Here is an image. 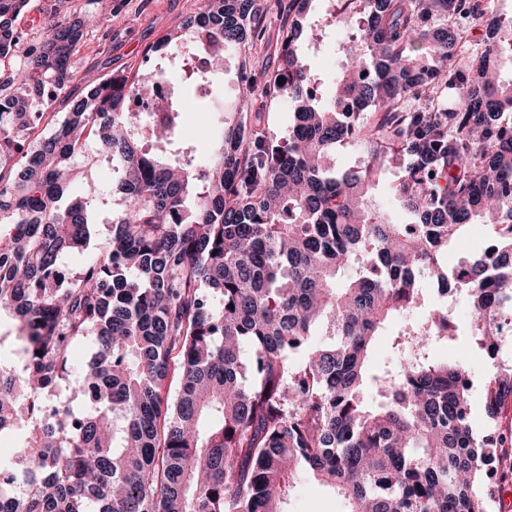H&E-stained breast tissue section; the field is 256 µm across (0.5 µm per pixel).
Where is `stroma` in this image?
I'll return each instance as SVG.
<instances>
[{
	"label": "stroma",
	"instance_id": "1",
	"mask_svg": "<svg viewBox=\"0 0 512 512\" xmlns=\"http://www.w3.org/2000/svg\"><path fill=\"white\" fill-rule=\"evenodd\" d=\"M120 11L111 22L91 26L85 42L74 58V79L66 92L52 105V117L60 119L72 100L81 98L102 79L117 71L134 72L145 67L146 51L161 35L176 30L189 16L198 13L204 0H115ZM288 24L285 16L270 11L262 40L247 50L244 57L226 63L218 84L210 87L205 97H198L194 85L188 81L172 80L174 97L186 109L181 132L174 146L193 151L196 157L216 147L224 130V123L236 119L234 107L245 78L259 77L273 72L280 63L283 29ZM95 161L89 175L98 183L106 207L93 218L91 246H100L107 235L106 224L112 211L117 210L118 194L113 193L114 176L111 166L97 158L96 146H89ZM472 316L469 300H460L452 314L454 339L448 347L439 348L438 358L463 362L476 384L494 368V361L478 348L470 336ZM287 512H345L343 500L314 478L299 480L286 505Z\"/></svg>",
	"mask_w": 512,
	"mask_h": 512
}]
</instances>
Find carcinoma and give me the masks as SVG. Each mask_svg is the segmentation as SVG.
<instances>
[{
	"label": "carcinoma",
	"instance_id": "1",
	"mask_svg": "<svg viewBox=\"0 0 512 512\" xmlns=\"http://www.w3.org/2000/svg\"><path fill=\"white\" fill-rule=\"evenodd\" d=\"M312 2L281 4L279 69L246 82L202 164L168 149L182 109L158 100L172 66L157 52L205 58L189 75L202 89L261 39L266 0H205L151 47L153 67L110 74L46 137L34 133L90 19L52 24L0 75V314L17 329L0 336V441L26 474L0 512H284L306 476L348 512H505L512 427L474 433L473 380L433 355L451 341L448 312L419 286L423 271L464 293L472 338L495 354L490 316L512 303V81L471 35L488 0H367L337 36L334 77L298 44ZM28 3L0 0V61ZM259 89L295 105L286 137L245 113ZM140 98L165 118L133 117ZM349 99L360 111L339 110ZM91 142L124 204L73 271L64 258L87 248L100 194L88 180L61 201ZM345 144L361 167L331 164ZM383 187L408 222L377 204ZM475 223L490 245L448 270L442 253ZM416 309L421 322L392 338L410 357L372 372L376 338ZM85 339L96 348L75 376L69 347ZM483 388L496 420L512 408V361ZM78 395L90 411L71 406Z\"/></svg>",
	"mask_w": 512,
	"mask_h": 512
}]
</instances>
